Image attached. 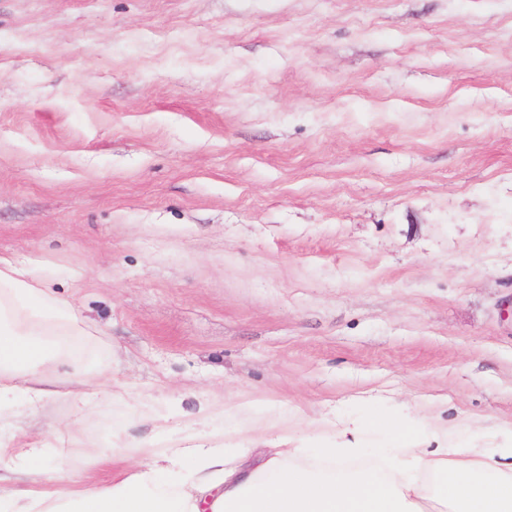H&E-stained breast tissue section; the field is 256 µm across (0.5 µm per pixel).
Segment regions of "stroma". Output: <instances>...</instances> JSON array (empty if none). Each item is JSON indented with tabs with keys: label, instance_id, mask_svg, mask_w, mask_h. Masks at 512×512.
<instances>
[{
	"label": "stroma",
	"instance_id": "1",
	"mask_svg": "<svg viewBox=\"0 0 512 512\" xmlns=\"http://www.w3.org/2000/svg\"><path fill=\"white\" fill-rule=\"evenodd\" d=\"M0 254L134 393L75 436L66 399L0 407L74 466L279 418L511 428L512 0H0Z\"/></svg>",
	"mask_w": 512,
	"mask_h": 512
}]
</instances>
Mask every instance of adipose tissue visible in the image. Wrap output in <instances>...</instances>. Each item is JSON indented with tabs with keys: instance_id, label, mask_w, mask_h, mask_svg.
<instances>
[{
	"instance_id": "adipose-tissue-1",
	"label": "adipose tissue",
	"mask_w": 512,
	"mask_h": 512,
	"mask_svg": "<svg viewBox=\"0 0 512 512\" xmlns=\"http://www.w3.org/2000/svg\"><path fill=\"white\" fill-rule=\"evenodd\" d=\"M87 328L29 270L0 256V401L23 397L32 412L64 397L88 405L106 378ZM387 430L400 444L373 451L371 467L336 476L305 460L293 437L264 456L203 441L187 448L119 439L112 453L141 468L104 486L46 455L43 442L0 443V512H512V436L495 448L451 442L434 427L431 448ZM356 421L328 427L320 455L355 458ZM192 471H185V460Z\"/></svg>"
}]
</instances>
